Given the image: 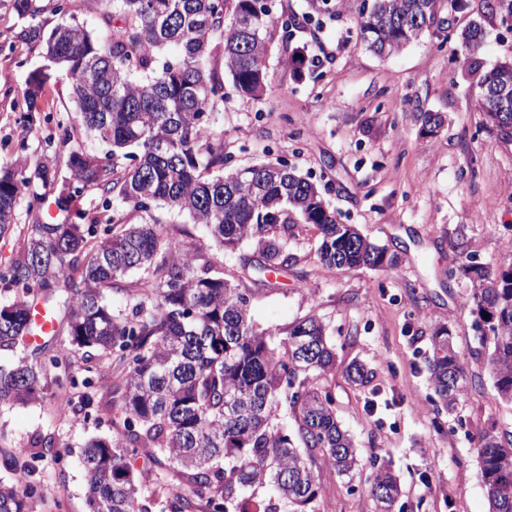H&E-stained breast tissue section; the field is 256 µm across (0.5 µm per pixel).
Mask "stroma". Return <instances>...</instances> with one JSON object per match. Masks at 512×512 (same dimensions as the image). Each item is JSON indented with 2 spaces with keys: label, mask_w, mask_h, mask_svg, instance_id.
<instances>
[{
  "label": "stroma",
  "mask_w": 512,
  "mask_h": 512,
  "mask_svg": "<svg viewBox=\"0 0 512 512\" xmlns=\"http://www.w3.org/2000/svg\"><path fill=\"white\" fill-rule=\"evenodd\" d=\"M361 0H342L336 13L316 16L290 39L268 43L270 87L260 100L240 98L224 84V149L248 166L278 158L319 185L338 222L397 253L395 268L380 271L324 269L318 235L298 224L288 248L295 266L277 278L272 292L255 291L243 272L250 247L224 253V275L252 289L251 313L262 326L283 327L306 315L329 325L336 370L324 384L336 402L342 427L358 456L390 462L401 497L394 512H489L482 488L477 437L488 426L512 433V406L502 402L489 366L475 353L472 284L461 266L512 265V146L482 129L475 99L479 75L512 62V29L486 0H448L441 24L396 54L379 57L357 37ZM483 23L486 39L472 64L457 61L456 33ZM23 24L0 10V43H13ZM0 52V168L25 157L37 160L53 122L68 121L74 107L57 67L40 45L13 43ZM306 49L321 61L295 73L287 51ZM48 67L37 101L43 122L26 132L23 97L30 74ZM440 112L444 126L421 130L419 113ZM447 327L470 384L455 412L435 400L426 370L431 336ZM361 362L374 377L365 386L348 380ZM109 358L99 361L97 398L86 416L59 411L62 391L49 388L36 403L1 407L0 480L6 461L35 434L52 436L63 465L48 464L32 512H88L87 477L80 464L85 444L112 432ZM322 512H375L364 484L349 486L329 468L319 474Z\"/></svg>",
  "instance_id": "35a3bbf8"
}]
</instances>
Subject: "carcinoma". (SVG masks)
I'll use <instances>...</instances> for the list:
<instances>
[{
  "label": "carcinoma",
  "instance_id": "cac0c4a2",
  "mask_svg": "<svg viewBox=\"0 0 512 512\" xmlns=\"http://www.w3.org/2000/svg\"><path fill=\"white\" fill-rule=\"evenodd\" d=\"M60 22L45 32L43 0H0L27 20L16 41L42 44L68 81L75 116L45 137L54 151L32 167L24 158L0 170V239L11 241L0 262V348L15 358L0 364V405L35 401L48 376L76 399L78 415L92 398L88 373L112 356L117 382L112 436L84 450L89 512H321L322 467L364 478L377 512H391L400 488L390 466L366 465L336 418L331 392L336 351L328 325L310 315L271 329L256 324L251 295L224 278L209 253L250 244L244 260L254 283L275 290L268 274L297 263L288 251L292 214L319 232L321 266L388 270L398 256L340 224L308 178L279 160L246 167L224 153V75L243 99L258 100L270 83L267 40L280 18L267 0H84L98 14L96 35L77 16L76 0H52ZM302 19L328 13L331 0H306ZM448 7V0H361L362 43L378 56L402 50ZM483 25L457 36L469 59ZM166 49L175 55L163 56ZM223 70H218L216 57ZM46 74L33 72L24 98L36 104ZM476 103L496 140L512 135V63L483 72ZM82 128L94 142L74 140ZM94 194L81 208L79 198ZM64 219L13 223L19 200L28 212L49 193ZM187 218L169 225L161 210ZM137 214L139 222L128 216ZM471 281L474 330L502 399L512 404V266L462 269ZM56 321L53 335L33 341L31 311ZM83 351L84 377L68 371L60 335ZM438 402L451 410L466 391L452 336L440 327L428 358ZM357 385L373 372L347 369ZM156 466L154 490L133 469L139 451ZM477 453L489 512H512V441L490 427ZM60 462L52 438L36 435L6 465L0 512H27L39 496L36 463Z\"/></svg>",
  "mask_w": 512,
  "mask_h": 512
}]
</instances>
